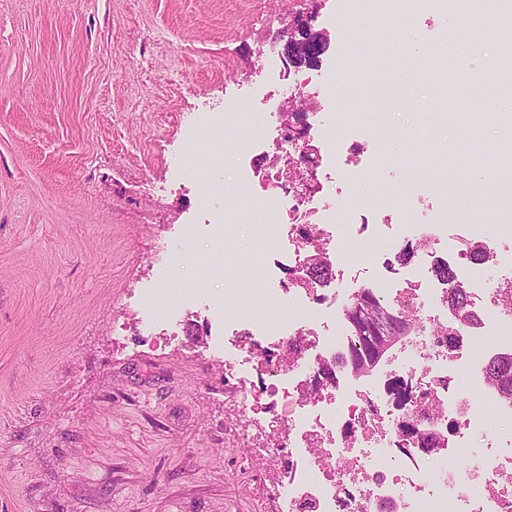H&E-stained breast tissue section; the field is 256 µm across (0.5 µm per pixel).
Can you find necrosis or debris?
<instances>
[{
	"label": "necrosis or debris",
	"mask_w": 512,
	"mask_h": 512,
	"mask_svg": "<svg viewBox=\"0 0 512 512\" xmlns=\"http://www.w3.org/2000/svg\"><path fill=\"white\" fill-rule=\"evenodd\" d=\"M316 18L350 38L361 0H311ZM409 13H447L460 26L498 13L496 0H410ZM250 80L253 97H225L222 111L196 113L190 140L223 145L229 132L246 135L232 164L242 213L262 236L252 268L256 288L232 316L240 363L225 362L233 380L230 398L248 412L261 460L278 473L264 484L268 512H512V402L489 387L485 365L512 352V308L501 286H489L472 266L471 251H486L499 267L512 234L473 236L472 227H447L420 210L402 224L395 204L365 196L361 155L347 146L339 115L352 100L378 112L386 96L377 84L339 85L335 66L311 72L286 69L274 51ZM317 99L302 115L304 135L282 118V98ZM399 225L384 259V275L370 283L383 295L393 278L415 319L416 331L387 368L357 371L347 354L351 339L339 285L344 237ZM315 226L317 249L329 270L327 285L296 288L309 252L303 227ZM415 239L426 251L388 275L392 258ZM456 257L454 282L437 279L430 257ZM393 268V267H392ZM460 288L470 318L449 313L448 288ZM344 361H337V354ZM482 439L479 459L448 465L455 449Z\"/></svg>",
	"instance_id": "4bbe7bcc"
}]
</instances>
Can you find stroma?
<instances>
[{
    "label": "stroma",
    "mask_w": 512,
    "mask_h": 512,
    "mask_svg": "<svg viewBox=\"0 0 512 512\" xmlns=\"http://www.w3.org/2000/svg\"><path fill=\"white\" fill-rule=\"evenodd\" d=\"M305 0H0V512H266L247 425L224 403V362L207 358L198 323L167 337L139 334L171 292L234 309L239 270L260 251L249 224L223 241L186 240L195 191L166 194L177 176L215 175L243 148L186 146L193 113L245 85L259 47L275 42ZM417 41L387 13L361 17L353 40L326 31L323 61L358 56L343 80L385 82L392 140L373 143L387 197L405 175L416 206L447 198L452 224L499 210L475 167L446 165L435 141L460 143L480 111L471 90L455 124L439 117L432 62L469 72L470 41L454 17L422 22ZM181 46V53L170 50ZM190 254L165 290L149 289L154 249ZM348 274L374 280L382 241L344 240Z\"/></svg>",
    "instance_id": "obj_1"
}]
</instances>
